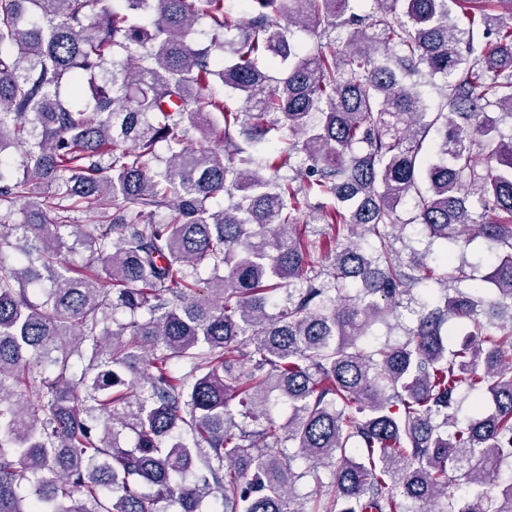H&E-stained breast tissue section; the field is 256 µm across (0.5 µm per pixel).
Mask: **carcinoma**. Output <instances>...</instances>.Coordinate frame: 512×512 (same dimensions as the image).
Here are the masks:
<instances>
[{
	"mask_svg": "<svg viewBox=\"0 0 512 512\" xmlns=\"http://www.w3.org/2000/svg\"><path fill=\"white\" fill-rule=\"evenodd\" d=\"M352 2L0 0V512H512V0ZM410 200L490 294L402 262ZM420 82V90L424 95L428 105H429V116L428 119H432L436 112H438V107L443 103V92L441 90L442 82L439 79H431L428 76H413L407 78V81H415ZM464 255L473 267L469 265L463 267L464 272L471 275V279L464 281L462 285H469L476 288L487 286V284L481 280L482 277L490 271L487 244L474 230L471 232L470 241L465 247ZM414 316L406 308H398L394 317H390L389 324H377L372 327L371 331L378 335L379 340L384 341L386 338H400L403 337L406 328L413 326Z\"/></svg>",
	"mask_w": 512,
	"mask_h": 512,
	"instance_id": "1",
	"label": "carcinoma"
}]
</instances>
